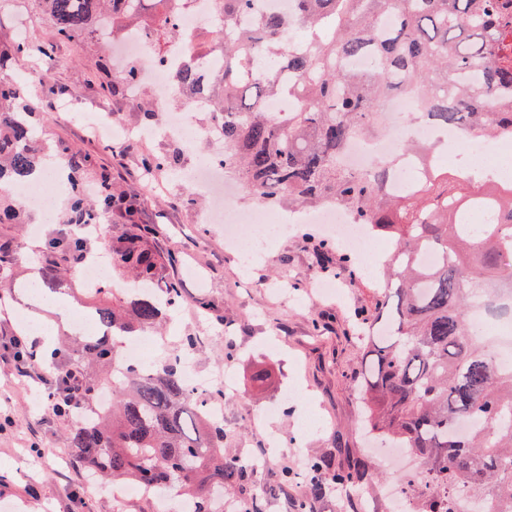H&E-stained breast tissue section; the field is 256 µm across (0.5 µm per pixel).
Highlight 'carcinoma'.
Instances as JSON below:
<instances>
[{"mask_svg":"<svg viewBox=\"0 0 512 512\" xmlns=\"http://www.w3.org/2000/svg\"><path fill=\"white\" fill-rule=\"evenodd\" d=\"M160 5L146 29L163 60L161 45L179 38L172 19L181 0H32L60 41L98 45L105 16L112 26L138 19L149 2ZM221 29L203 44L220 52L224 69L206 83L189 62L176 72L180 89L213 101L216 133L224 151L218 160L258 201L276 206L316 207L333 201L359 223L394 239L386 279L394 288L376 314L359 313L371 329L365 372L358 385L367 427L398 448L414 452L424 466L430 498L451 500L465 492L493 496L501 512H512V367L499 365L500 340L478 334L473 312L480 306L494 319L512 320V181L469 186L458 174V191L440 189L439 168L403 197L384 189L390 172L346 170L341 155L350 139L374 134L387 100L413 94L426 104L435 125L478 136L512 135V0H294L297 13H265L254 26L237 29L254 0H215ZM392 12L394 28L381 27ZM311 44L302 53L282 52L294 24ZM51 53L45 45L16 42L10 57ZM355 54L372 59L363 73L347 70ZM275 56L298 77L285 89L278 72H257L253 62ZM0 53V224H24L30 208L10 193L59 160L66 174L64 228L46 238L36 258L38 278L29 283L42 298H60L87 252L72 229L91 219L117 216L126 224L112 245V268L128 275L130 288H96L89 315L100 332L83 333L50 353L54 389L48 409L77 415L68 431L71 459L97 479L144 485L160 495L183 491L193 512H219L224 486L244 478L247 464L224 456V424L210 419L211 393L185 383L177 357L146 367L122 368L117 340L158 332L180 305L179 283L160 271L177 257L155 250L158 227L143 219L147 199L130 192L96 158L37 129L38 107L30 89L8 74ZM290 93L298 105L282 118L262 109L265 98ZM497 101L485 111L488 99ZM179 152L148 155L144 171L165 172ZM93 179L97 197L87 200L82 184ZM426 251L440 261L420 263ZM27 257L22 240L0 233V300L16 288L15 268ZM106 369L112 406L84 412L102 383L89 372ZM322 460L305 473L310 496L297 512H313L321 494Z\"/></svg>","mask_w":512,"mask_h":512,"instance_id":"obj_1","label":"carcinoma"}]
</instances>
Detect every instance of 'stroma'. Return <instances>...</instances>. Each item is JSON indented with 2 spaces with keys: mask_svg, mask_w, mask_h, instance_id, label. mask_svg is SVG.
I'll list each match as a JSON object with an SVG mask.
<instances>
[{
  "mask_svg": "<svg viewBox=\"0 0 512 512\" xmlns=\"http://www.w3.org/2000/svg\"><path fill=\"white\" fill-rule=\"evenodd\" d=\"M27 25L28 41L50 44L54 56L50 82L34 94L40 123L95 156L128 189L142 192L141 158L170 153L172 144L142 140L137 134L144 126L142 114L126 103L111 107L112 125L128 131L116 145L92 137L82 112L60 115L57 107L66 99L87 106L101 100L99 86L110 79L105 52L56 40L48 20L36 11L28 12ZM166 186L151 196L145 218L160 223L156 247L180 259L174 275L183 307L173 318L170 345L194 336L193 358L202 372L228 368L224 454L266 462L243 487L227 488V495L252 501L256 512H295L307 482L286 478L285 472L300 454L330 462L315 512H394L389 489L405 484L416 461L387 442L369 439L356 390L365 340L354 312L382 298L379 272L361 269L357 256L337 243L331 246L330 268H319L313 245L320 236L308 224L243 268L224 244L223 225L198 223L199 208L186 201L178 182ZM318 278L335 280L338 298L310 288ZM283 285L289 290L284 298L276 293ZM202 301L212 307L204 316L198 313ZM34 307L27 294L17 293L10 312L0 315V336L22 333L36 337L40 347L57 346L62 338L56 326ZM4 354L0 348V512H174L179 499L174 489L149 500L92 491L85 470L70 460V419L55 417L27 392L13 390L17 376ZM260 368L267 376L257 384L252 375ZM307 416L321 417L323 427H305ZM354 468L362 471L360 480H334V473Z\"/></svg>",
  "mask_w": 512,
  "mask_h": 512,
  "instance_id": "1",
  "label": "stroma"
}]
</instances>
